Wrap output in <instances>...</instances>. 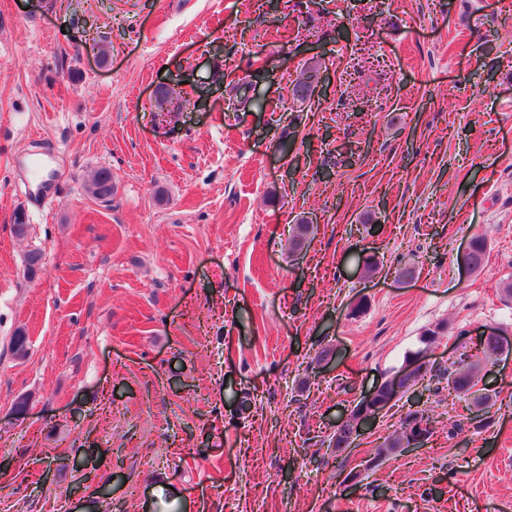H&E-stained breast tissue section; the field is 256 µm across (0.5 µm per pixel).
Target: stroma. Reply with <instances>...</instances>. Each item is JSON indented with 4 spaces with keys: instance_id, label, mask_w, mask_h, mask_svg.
Listing matches in <instances>:
<instances>
[{
    "instance_id": "obj_1",
    "label": "stroma",
    "mask_w": 512,
    "mask_h": 512,
    "mask_svg": "<svg viewBox=\"0 0 512 512\" xmlns=\"http://www.w3.org/2000/svg\"><path fill=\"white\" fill-rule=\"evenodd\" d=\"M306 2L310 32L287 0H0V512H512L510 355L481 364L484 430L420 386L422 447L370 462L403 400L349 452L357 484L320 444L426 330L439 367L512 342V0ZM312 57L329 87L297 107ZM252 73L278 111L240 104ZM35 151L66 172L37 214ZM112 174L108 170L97 171L86 185V192L95 199H112Z\"/></svg>"
}]
</instances>
